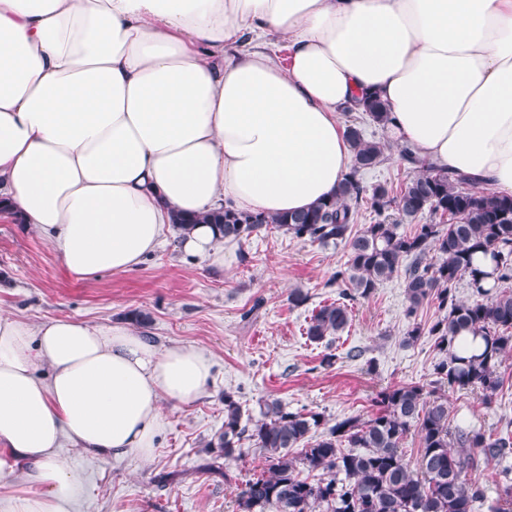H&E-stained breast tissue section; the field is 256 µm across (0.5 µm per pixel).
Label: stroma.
Masks as SVG:
<instances>
[{"instance_id":"obj_1","label":"stroma","mask_w":512,"mask_h":512,"mask_svg":"<svg viewBox=\"0 0 512 512\" xmlns=\"http://www.w3.org/2000/svg\"><path fill=\"white\" fill-rule=\"evenodd\" d=\"M342 125L358 127L366 140L384 142L382 160L362 173L366 186L403 187L416 173L401 145L365 113L344 112ZM225 266L177 249L165 234L157 250L135 270L80 281L32 227L0 221V311L39 325L69 318L102 325L144 311L146 337L159 346L196 347L214 363L212 382L189 405L162 402L165 425L145 459L91 454L61 441L58 453L75 486L69 512H237L245 480L266 468L263 451L242 439L224 472L207 469L210 442L224 429V396L243 414L277 399L292 411L324 414L328 423L369 418L382 389L431 386L439 355L431 337L406 343V300L401 278L380 284L351 303V321L332 340L306 335L312 309L336 299L330 279L348 260L344 245L323 246L272 230L243 242H225ZM307 296L289 301L292 291ZM333 363H326V356ZM507 381L492 400L477 391H447L451 425L493 433L512 420V355L502 365Z\"/></svg>"}]
</instances>
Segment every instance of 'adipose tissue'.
Listing matches in <instances>:
<instances>
[{
    "mask_svg": "<svg viewBox=\"0 0 512 512\" xmlns=\"http://www.w3.org/2000/svg\"><path fill=\"white\" fill-rule=\"evenodd\" d=\"M277 35L225 56L240 37ZM371 96L420 159L512 195V0H0V198L92 280L136 268L175 213L274 216L328 198L352 166L340 113ZM180 250L215 268L194 225ZM212 362L121 324L0 313V448L68 512L60 439L149 456L161 401L200 398Z\"/></svg>",
    "mask_w": 512,
    "mask_h": 512,
    "instance_id": "ef3b65f1",
    "label": "adipose tissue"
}]
</instances>
